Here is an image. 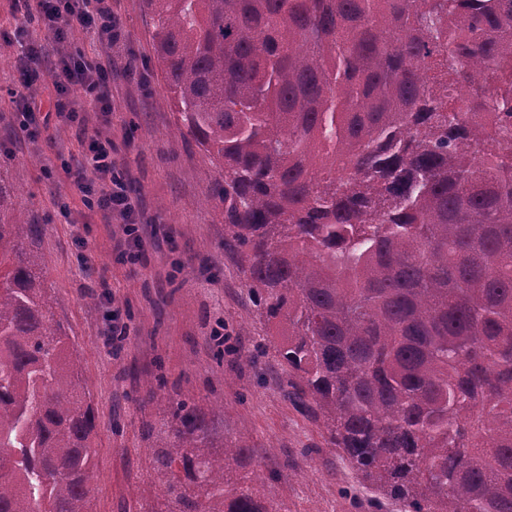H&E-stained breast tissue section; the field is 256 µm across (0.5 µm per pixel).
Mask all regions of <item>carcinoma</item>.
Instances as JSON below:
<instances>
[{
    "label": "carcinoma",
    "instance_id": "carcinoma-1",
    "mask_svg": "<svg viewBox=\"0 0 512 512\" xmlns=\"http://www.w3.org/2000/svg\"><path fill=\"white\" fill-rule=\"evenodd\" d=\"M294 405L404 512H512V0H145ZM0 181V512H92L95 414ZM168 512H288L196 408Z\"/></svg>",
    "mask_w": 512,
    "mask_h": 512
}]
</instances>
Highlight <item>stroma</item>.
Returning a JSON list of instances; mask_svg holds the SVG:
<instances>
[{"label": "stroma", "instance_id": "1", "mask_svg": "<svg viewBox=\"0 0 512 512\" xmlns=\"http://www.w3.org/2000/svg\"><path fill=\"white\" fill-rule=\"evenodd\" d=\"M122 40L112 48V112L96 115L69 95L89 126L109 131L112 160L142 206L139 257L122 259L119 223H104L68 187L63 161L80 160L76 128L21 130L16 40L22 16L0 0V177L20 189L43 233L36 245L53 313L71 336L96 416L89 488L93 512H165L153 481L144 424L161 425L183 402L205 414L215 442L244 437L255 488L288 512H401L376 500L324 440L318 423L285 395L286 374L259 322L237 256L224 247V218L210 193L216 172L183 136L153 49L144 0H111ZM46 51L32 68L47 77L59 54L102 46L82 29L64 44L30 30ZM127 329L112 342L107 311ZM252 354L254 364L242 361Z\"/></svg>", "mask_w": 512, "mask_h": 512}]
</instances>
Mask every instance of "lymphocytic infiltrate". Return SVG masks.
I'll use <instances>...</instances> for the list:
<instances>
[{
    "instance_id": "obj_1",
    "label": "lymphocytic infiltrate",
    "mask_w": 512,
    "mask_h": 512,
    "mask_svg": "<svg viewBox=\"0 0 512 512\" xmlns=\"http://www.w3.org/2000/svg\"><path fill=\"white\" fill-rule=\"evenodd\" d=\"M24 18L41 22L58 43L65 42L76 26L109 44L119 36L109 0H35L34 6L26 9ZM111 72L112 58L108 55L61 56L50 73V98L57 118L84 128L82 144L85 153L76 170L73 186L104 221L116 219L123 224L124 236L118 249L121 256L128 258L139 239L138 209L124 179L112 164V140L99 128H86L83 113L67 106L71 90L79 88L94 102L97 112L111 113L112 99L108 90Z\"/></svg>"
}]
</instances>
